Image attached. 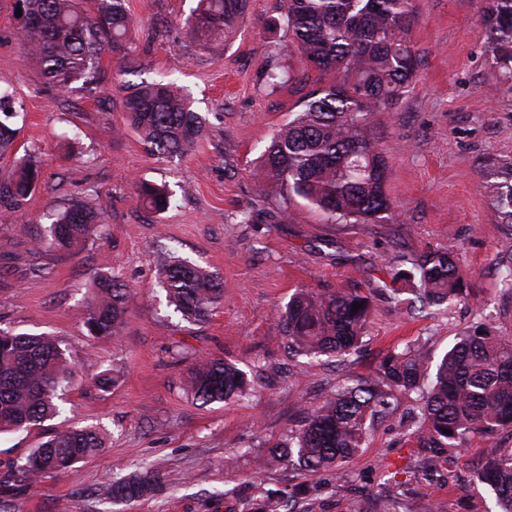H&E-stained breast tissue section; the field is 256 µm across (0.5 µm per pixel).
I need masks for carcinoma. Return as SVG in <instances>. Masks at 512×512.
Wrapping results in <instances>:
<instances>
[{"mask_svg":"<svg viewBox=\"0 0 512 512\" xmlns=\"http://www.w3.org/2000/svg\"><path fill=\"white\" fill-rule=\"evenodd\" d=\"M22 34L45 83L60 91L74 84L93 91L102 81L104 53L126 57L130 18L125 0H23ZM250 0H198L188 26L197 37H222L248 12ZM417 20L414 0H287L284 21L304 67L336 79L311 93L272 137L260 169V195L278 201L281 221L293 219L300 198L332 223H394L400 214L386 190L388 160L376 138L379 116L396 105L413 82L420 57L409 34ZM483 20L492 63L512 77V0H485ZM126 123L150 151L176 156L188 151L205 128L185 94L169 83L142 82L123 100ZM16 102L0 92V159L14 156V172L0 177V220L32 195L41 166L31 153L17 156ZM492 200L502 223L512 226V161L498 169ZM138 194L156 212L171 195L147 182ZM101 223L84 201L72 203L50 227L56 247L77 251ZM416 274L394 279L412 284L419 308H450L462 294V274L450 249L428 251L413 262ZM505 290L512 293V249L499 253ZM166 297L183 319L201 321L222 301L220 279L183 259L162 272ZM371 298L352 288L334 293L298 289L279 315V333L296 356H349L359 347ZM361 308L352 311L354 304ZM127 289L117 273L93 280L87 325L116 336L125 323ZM71 370L59 344L48 336L0 330V432L41 425L58 413V390ZM245 372L222 359L196 365L191 391L202 403L226 401L247 388ZM420 391V414L409 435L429 449L434 470L450 449L476 430L512 432V342L483 329L463 334L436 371L417 348L389 353L374 376L348 379L314 409L305 423L264 459L309 470H340L365 445L368 423L388 411L397 396ZM450 433H444V430ZM92 427L56 432L17 465L27 478L71 471L103 447ZM495 495L498 512H512V447L496 448L478 474ZM165 473H133L115 483L113 499L130 502L153 494Z\"/></svg>","mask_w":512,"mask_h":512,"instance_id":"obj_1","label":"carcinoma"}]
</instances>
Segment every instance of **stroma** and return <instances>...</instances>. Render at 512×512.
Segmentation results:
<instances>
[{"label":"stroma","mask_w":512,"mask_h":512,"mask_svg":"<svg viewBox=\"0 0 512 512\" xmlns=\"http://www.w3.org/2000/svg\"><path fill=\"white\" fill-rule=\"evenodd\" d=\"M127 5L132 53L102 56L95 91L62 93L30 62L17 0H0V87L13 89L25 109L14 120L17 149L42 164L36 190L0 223V329L54 338L73 372L58 416L0 434V512H257L265 498L282 495L295 512H382L390 494L398 512H495L477 471L493 449L512 444L506 431L470 434L426 472L403 419L415 405L405 395L371 425L365 448L341 472L285 463L255 471L343 376L373 375L391 351L416 342L436 362L479 324L512 338V294L497 269L506 233L489 192L490 172L512 160V81L486 52L482 0H415L410 38L421 66L377 129L387 191L401 212L388 224H333L301 200L294 222L284 223L277 202L256 191L259 155L321 86L315 71L266 86L268 64L301 68L287 52L285 0H250L225 39L186 34L196 0ZM143 81L177 85L205 117L202 138L186 154H152L127 127L123 100ZM141 180L172 192L166 212L139 201ZM79 198L102 224L79 252L51 246L50 224ZM245 211L252 223H241ZM448 248L463 276L460 303L410 314L390 300L394 272ZM173 255L223 283L222 303L203 321L186 322L166 300L159 270ZM100 271L118 273L129 292L116 336L86 325ZM299 288L372 289L357 354L343 363L288 355L276 323ZM206 358L243 369L248 394L195 400L187 383ZM105 374L113 382L102 389L95 381ZM74 426L99 428L104 448L61 476L31 481L17 472L16 462L46 436ZM153 468L168 475L159 492L131 502L108 497L113 483Z\"/></svg>","instance_id":"stroma-1"}]
</instances>
